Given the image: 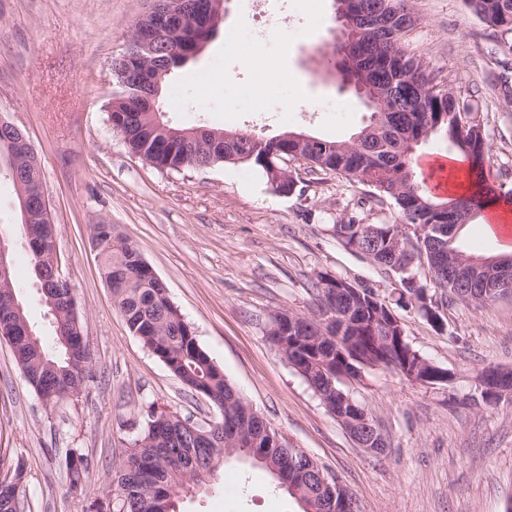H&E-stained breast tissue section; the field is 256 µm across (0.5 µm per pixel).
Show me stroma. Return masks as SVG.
Segmentation results:
<instances>
[{"mask_svg":"<svg viewBox=\"0 0 512 512\" xmlns=\"http://www.w3.org/2000/svg\"><path fill=\"white\" fill-rule=\"evenodd\" d=\"M285 20L253 63L260 24L248 0H224L218 35L167 78L172 126H212L271 137L304 132L346 140L368 121L360 98L334 68V0H271ZM418 23L407 50L444 81L475 96L492 152L489 183L512 192V57L498 55L500 32L465 0H414ZM149 0H0V115L32 143L52 202L55 247L70 281L90 350L89 379L78 398L44 405L0 341V481L8 459L26 467L27 512H96L114 470L135 438L142 404L156 400L208 426L218 413L190 391L133 336L112 303L91 235L114 225L165 283L198 342L246 401L299 449L333 474L358 512H505L512 501V396L474 405L475 377L512 368V300L477 306L451 300L443 328L397 305L393 274L342 246L327 221L368 207L369 188L350 176H305L293 194H276L246 163L167 172L128 152L108 120L116 91L111 69ZM237 34L225 50L224 36ZM279 63L283 105L255 112V73ZM302 84L305 102H295ZM205 96L203 106L184 97ZM17 194L0 179V239L12 248L16 284L31 322L52 342L51 316L35 287L29 249L19 232ZM322 274L371 289L400 318L409 341L446 369L448 385L407 380L376 367L341 388L374 418L387 448L356 446L336 417L282 358L267 336L273 313L319 318L313 284ZM89 461L84 496L68 492L66 457ZM268 474L244 460L226 461L183 512H303Z\"/></svg>","mask_w":512,"mask_h":512,"instance_id":"stroma-1","label":"stroma"}]
</instances>
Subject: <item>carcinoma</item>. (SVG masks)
Instances as JSON below:
<instances>
[{"mask_svg": "<svg viewBox=\"0 0 512 512\" xmlns=\"http://www.w3.org/2000/svg\"><path fill=\"white\" fill-rule=\"evenodd\" d=\"M469 9L488 27L501 33L498 52L512 55V0H466ZM386 6L389 15L412 11L411 0H358L361 8ZM409 31L388 30L379 35L369 28L358 33L357 43L366 62L370 91L382 103V110L372 112L369 122L347 140L317 139L300 145L254 138L235 133L224 141V162L248 163L260 169L273 191L296 184H278L271 179L273 168H287L286 162L301 157L307 173L333 172L348 175L372 188L373 197L392 206L397 218L392 222L365 223L353 213L331 225V232L346 249L364 255L373 265L395 274L398 300L405 296L438 297L432 309L441 315L440 306L451 299L477 305L492 304L505 298L501 291L476 282L470 285L471 298L457 291L454 268L476 255L462 249L458 242L461 229L490 199H500L484 176V164L491 153V143L482 123L478 102L473 95L437 81L429 66L407 53L405 37ZM122 98L128 100L124 143L128 150L146 157L159 169L179 171L191 166L189 151L180 144H168L164 130L171 129L163 120L162 97L152 103L138 99L131 89L118 84ZM431 138L444 140L463 155L471 166L476 191L469 197L440 199L421 185L413 165L416 147ZM28 234L35 243L39 261L46 270L41 292L45 306L60 313L64 334L54 333L53 347L42 341L36 329L32 336L18 337L12 349L15 361L39 399L47 406L78 397L88 378V345L80 340L78 317L66 310L69 285L52 275L54 241L47 225L31 224ZM93 237L101 240L99 249L103 277L112 291L115 308L122 315L130 333L161 361L185 387L207 392L206 398L219 412L216 424L224 425V409L232 401L233 417L242 440L260 438L261 458L248 456L249 449L213 442L210 437L194 440L196 447L181 448L170 443L172 434L183 426L182 417L157 401L141 407L140 429L115 469L112 512H180L179 495L190 484L197 486L214 474L220 463L243 458L254 466L274 474L288 461L296 466L293 479L301 483L290 488L274 479L273 491L283 490L301 501L319 504L322 492L309 474L307 456L272 439L275 430L263 434L266 421L252 413L242 397H233L235 387L219 373L211 357L196 336L186 333L178 309L163 290L140 271L131 260L137 249L114 234L112 225L96 224ZM350 284L342 277H321L313 284L320 306L329 303L327 289ZM362 298L347 325L337 324L331 335L343 343L324 339L320 343L295 341L296 349L288 357L306 360L301 376L311 382V363L318 356L325 370L342 374L352 368L381 365L404 376L413 373L422 354L409 342L404 325L396 321L393 310L360 289ZM68 490L85 491L88 462L81 454H69L66 462ZM25 469L17 463L11 480L0 482V512H15L14 496L25 494Z\"/></svg>", "mask_w": 512, "mask_h": 512, "instance_id": "1", "label": "carcinoma"}]
</instances>
